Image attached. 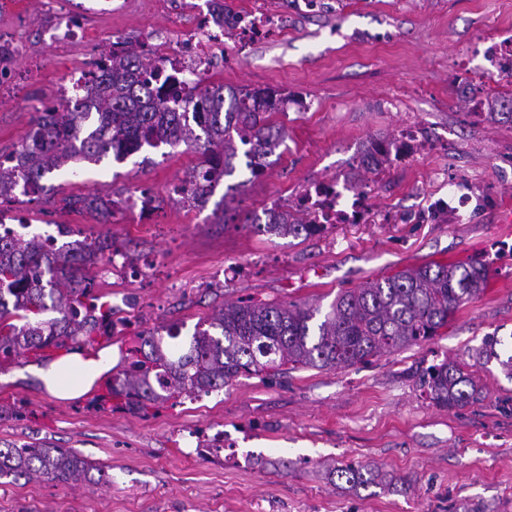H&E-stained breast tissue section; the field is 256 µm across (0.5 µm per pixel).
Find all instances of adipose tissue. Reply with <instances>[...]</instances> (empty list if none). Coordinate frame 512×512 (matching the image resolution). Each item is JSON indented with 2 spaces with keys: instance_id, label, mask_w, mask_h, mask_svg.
<instances>
[{
  "instance_id": "ef3b65f1",
  "label": "adipose tissue",
  "mask_w": 512,
  "mask_h": 512,
  "mask_svg": "<svg viewBox=\"0 0 512 512\" xmlns=\"http://www.w3.org/2000/svg\"><path fill=\"white\" fill-rule=\"evenodd\" d=\"M112 359L83 358L71 352L48 367L40 369L39 376L50 394L59 399L82 396L96 378L111 368Z\"/></svg>"
}]
</instances>
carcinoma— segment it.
Instances as JSON below:
<instances>
[{
	"instance_id": "carcinoma-1",
	"label": "carcinoma",
	"mask_w": 512,
	"mask_h": 512,
	"mask_svg": "<svg viewBox=\"0 0 512 512\" xmlns=\"http://www.w3.org/2000/svg\"><path fill=\"white\" fill-rule=\"evenodd\" d=\"M90 66L86 83L97 85V111H82L79 96L63 112L36 110L32 135L8 157L10 165L0 164L1 197L20 181L38 187L56 171L76 176L82 162L97 165L111 156L123 160L137 153L138 146L160 141L200 154L191 190L195 201L213 195L234 175L235 141L249 146L245 165L253 176L259 162L277 154L286 141L285 126L269 120L277 103L285 101L275 91L204 86L173 104L155 90L158 71L142 54L108 50ZM198 101L209 104V110L196 122L186 108ZM101 200L94 193L63 198L67 207L80 204L92 211ZM263 231L307 237L312 225L295 219L265 224ZM102 242L99 236L90 237L81 245L48 250L36 235L0 234V365L51 349L92 347L99 338L114 335V309L98 293V272L93 270L104 260L96 251ZM486 281L481 265L436 263L342 291L324 313L306 304L252 297L226 302L186 345L164 344V337L179 336L175 326L139 332L127 365L108 384V396L100 397L98 406L104 409L113 401L117 408L145 414L176 395L199 398L241 376L271 378L290 369L365 364L440 335ZM499 344L498 337H485L479 355L487 363L497 361L511 379L512 354L501 358ZM418 387L441 408H463L481 397L473 378L446 358L421 371ZM93 469L74 449L46 439L22 445L0 442V478L79 483ZM336 473L365 489L392 481L379 469L359 464L338 466Z\"/></svg>"
}]
</instances>
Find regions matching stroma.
<instances>
[{
	"label": "stroma",
	"mask_w": 512,
	"mask_h": 512,
	"mask_svg": "<svg viewBox=\"0 0 512 512\" xmlns=\"http://www.w3.org/2000/svg\"><path fill=\"white\" fill-rule=\"evenodd\" d=\"M227 8L274 18L264 38L224 40L214 77L225 86L288 95L274 113L288 133L281 157L251 177L244 157L228 184L245 182L223 223L220 195L199 209L168 198L199 157L185 147L167 155L106 160L84 177L56 173L40 201L0 205L6 222L32 232L69 224L80 235L112 236L139 259L140 271L106 277L100 291L126 324L108 344L124 366L138 332L176 325L187 342L215 307L251 296L329 308L336 295L408 268L476 263L486 287L449 319L441 336L369 364L301 369L266 380L239 377L196 400L164 403L139 416L102 410L95 382L73 400L52 397L38 377L43 361L21 357L0 368V441L46 439L102 466L108 479L79 484L0 479V512H512V380L498 363L478 364L484 337L512 353V123L487 120L512 98V81L481 82L471 57L478 42L512 38V0H320L310 13L290 0H224ZM83 13V40L57 55L41 41L52 0H0V28L27 42L16 83L0 91V155L32 132L33 107L49 102L74 67L85 66L121 34L168 38L197 21L185 0H116L113 12ZM486 101L485 114L476 98ZM412 132L404 158L379 174L359 166L372 143ZM346 180L370 196L369 215L309 237L259 232L252 218L271 204L302 218L311 184ZM98 190L121 198L146 189L160 197L149 222L126 211L111 224L97 213L62 208L68 195ZM471 194L462 216L440 204L449 191ZM471 365L479 404L440 408L422 396L415 372L442 359ZM223 433L224 454L205 449ZM357 462L404 476L408 486L361 489L334 467Z\"/></svg>",
	"instance_id": "stroma-1"
}]
</instances>
